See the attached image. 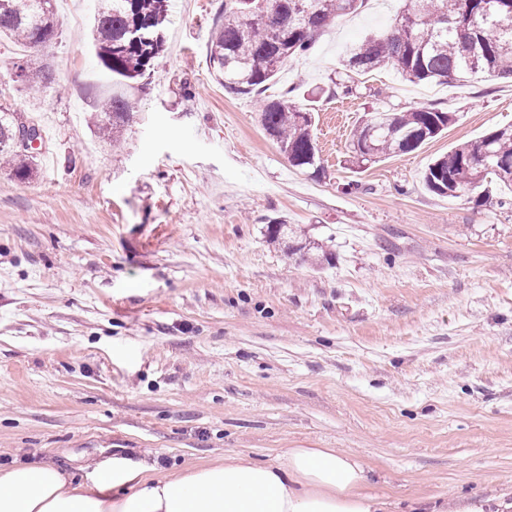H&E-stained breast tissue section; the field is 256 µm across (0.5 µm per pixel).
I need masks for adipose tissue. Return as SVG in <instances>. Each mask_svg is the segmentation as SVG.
I'll return each instance as SVG.
<instances>
[{
  "mask_svg": "<svg viewBox=\"0 0 512 512\" xmlns=\"http://www.w3.org/2000/svg\"><path fill=\"white\" fill-rule=\"evenodd\" d=\"M366 471L333 448H288L276 461L234 458L168 476L113 457L93 462L88 482L52 465L0 467V512H385Z\"/></svg>",
  "mask_w": 512,
  "mask_h": 512,
  "instance_id": "ef3b65f1",
  "label": "adipose tissue"
}]
</instances>
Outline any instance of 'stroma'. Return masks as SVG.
Segmentation results:
<instances>
[{
	"label": "stroma",
	"instance_id": "obj_1",
	"mask_svg": "<svg viewBox=\"0 0 512 512\" xmlns=\"http://www.w3.org/2000/svg\"><path fill=\"white\" fill-rule=\"evenodd\" d=\"M222 2L171 0L164 50L134 82L98 62V0H56L50 88L16 77L31 50L0 40V105L50 127L56 163L28 181L0 169V464L83 481L111 456L174 475L334 448L389 512L511 493L512 190L478 204L422 175L512 124V82L349 75L341 59L402 6L366 0L264 96L233 95L207 55ZM339 83L352 94L333 95ZM287 89L313 114L321 175L262 127L265 99ZM110 94L134 112L118 147L93 123ZM421 104L452 113L448 130L357 165L364 113ZM279 217L305 259L269 243Z\"/></svg>",
	"mask_w": 512,
	"mask_h": 512
}]
</instances>
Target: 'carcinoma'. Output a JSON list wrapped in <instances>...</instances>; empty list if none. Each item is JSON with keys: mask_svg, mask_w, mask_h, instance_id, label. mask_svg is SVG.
Returning <instances> with one entry per match:
<instances>
[{"mask_svg": "<svg viewBox=\"0 0 512 512\" xmlns=\"http://www.w3.org/2000/svg\"><path fill=\"white\" fill-rule=\"evenodd\" d=\"M41 0H0V36L33 47L58 35L56 11ZM94 20L97 56L104 68L125 79L144 75L163 51L164 39L133 38L137 24L164 28L169 0H99ZM389 31L365 39L344 60L360 74L385 65L411 82L459 83L487 75L512 79V0H402ZM364 0H224L208 43L211 67L230 94H260L288 59L306 54L316 37L339 16L357 10ZM21 69L29 81L50 82L49 68L27 60ZM133 112L123 97L106 99L97 112L103 139L118 140ZM264 130L292 166L321 170L311 134V115L288 95L267 101ZM450 113L433 105L404 112H371L351 137L353 152L367 162L409 153L451 124ZM20 123L0 105V161L14 177L28 180L37 171L35 152L14 146ZM490 181L512 187V126L494 129L436 158L423 175L426 189L443 196L450 190L473 193ZM294 233L286 221L267 225V238L283 244Z\"/></svg>", "mask_w": 512, "mask_h": 512, "instance_id": "1", "label": "carcinoma"}]
</instances>
